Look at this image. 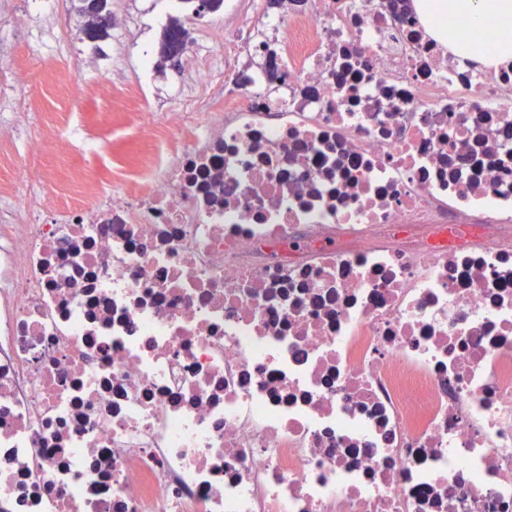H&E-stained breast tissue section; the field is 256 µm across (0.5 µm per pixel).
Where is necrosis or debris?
Wrapping results in <instances>:
<instances>
[{
	"mask_svg": "<svg viewBox=\"0 0 512 512\" xmlns=\"http://www.w3.org/2000/svg\"><path fill=\"white\" fill-rule=\"evenodd\" d=\"M309 2L195 23L223 102L129 84L111 184L0 181V512H512V64Z\"/></svg>",
	"mask_w": 512,
	"mask_h": 512,
	"instance_id": "1",
	"label": "necrosis or debris"
}]
</instances>
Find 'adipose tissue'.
I'll list each match as a JSON object with an SVG mask.
<instances>
[{"label":"adipose tissue","mask_w":512,"mask_h":512,"mask_svg":"<svg viewBox=\"0 0 512 512\" xmlns=\"http://www.w3.org/2000/svg\"><path fill=\"white\" fill-rule=\"evenodd\" d=\"M422 21L461 58L490 67L512 59V0H415ZM465 26L474 41L453 39Z\"/></svg>","instance_id":"1"}]
</instances>
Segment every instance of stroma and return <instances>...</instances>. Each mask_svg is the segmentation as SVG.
I'll list each match as a JSON object with an SVG mask.
<instances>
[{
    "mask_svg": "<svg viewBox=\"0 0 512 512\" xmlns=\"http://www.w3.org/2000/svg\"><path fill=\"white\" fill-rule=\"evenodd\" d=\"M24 0H0V102L7 101L14 106L34 102L25 128L26 137L40 141V153L36 164L41 179L16 181L15 190L24 196L36 190L51 191L64 184L67 175L78 169L97 170L101 181L112 176V156L134 148L141 152L152 151L153 146L146 140H132L127 136L128 119L114 107L126 85L133 81L135 68L141 51H148L151 59H158L164 26L168 17L174 16L175 8L158 12L157 0H112L113 16L123 18L135 16V27L124 36H110L107 40L89 44L80 31L79 24H72L70 37L73 49L83 56L85 73L110 74L112 83L102 94L84 98L80 112L87 127L86 135L91 140L107 145V152L93 154L73 150L65 152L53 142V135L61 119L71 106L67 100L55 95L48 83L24 92L18 89L11 77L10 63L18 57H28L39 70L63 66L61 58L52 55L49 47L42 45L34 31L14 26L12 17L22 11ZM125 52V65H113L116 52Z\"/></svg>",
    "mask_w": 512,
    "mask_h": 512,
    "instance_id": "1",
    "label": "stroma"
}]
</instances>
